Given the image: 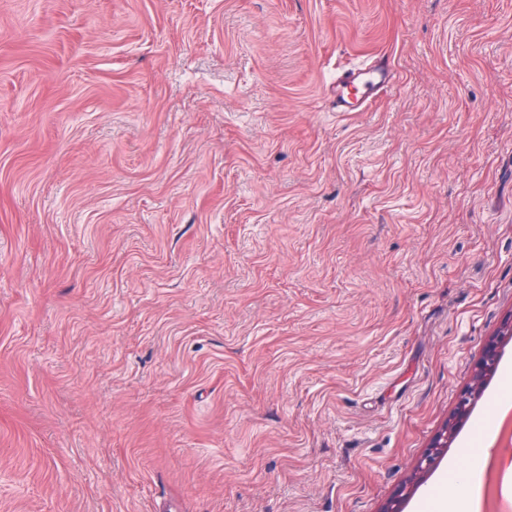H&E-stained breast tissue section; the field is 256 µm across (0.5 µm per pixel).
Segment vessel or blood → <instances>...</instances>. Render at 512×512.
Returning <instances> with one entry per match:
<instances>
[{
    "label": "vessel or blood",
    "mask_w": 512,
    "mask_h": 512,
    "mask_svg": "<svg viewBox=\"0 0 512 512\" xmlns=\"http://www.w3.org/2000/svg\"><path fill=\"white\" fill-rule=\"evenodd\" d=\"M399 74L390 61L380 57L360 67L343 70L327 88L331 109L339 112L367 111L373 100L392 87Z\"/></svg>",
    "instance_id": "b4317fda"
}]
</instances>
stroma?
Returning <instances> with one entry per match:
<instances>
[{"label":"stroma","mask_w":512,"mask_h":512,"mask_svg":"<svg viewBox=\"0 0 512 512\" xmlns=\"http://www.w3.org/2000/svg\"><path fill=\"white\" fill-rule=\"evenodd\" d=\"M509 320L512 0H0V512H418ZM399 74L384 57L336 74L327 88V99L336 112H365L373 100L392 87ZM496 344L491 342L479 363L478 372L476 374V378L472 385H470L461 400L458 411L456 413V417L453 422L446 424L443 432L436 438L433 445L427 450L424 456L416 463L413 467V473L417 472H426L430 466L435 462V460L441 455L444 448L448 447V443L453 437L454 434V426L457 423L459 413L463 411L464 407L467 406L468 401L477 398L481 392V378L482 374H489L495 367L497 354H496Z\"/></svg>","instance_id":"stroma-1"}]
</instances>
